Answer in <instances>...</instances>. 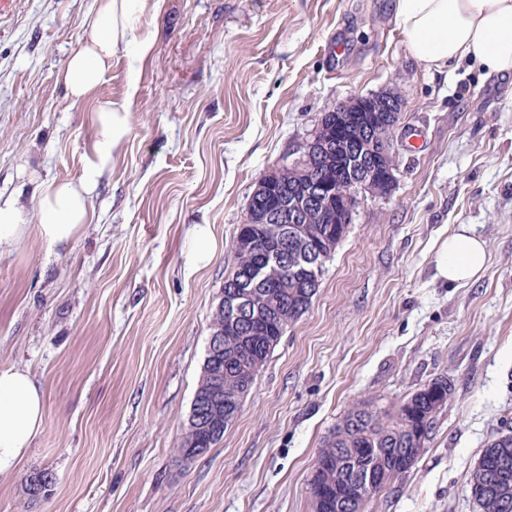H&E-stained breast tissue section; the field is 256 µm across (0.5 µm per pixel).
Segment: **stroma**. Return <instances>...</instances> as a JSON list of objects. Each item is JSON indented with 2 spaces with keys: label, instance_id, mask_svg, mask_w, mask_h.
<instances>
[{
  "label": "stroma",
  "instance_id": "stroma-1",
  "mask_svg": "<svg viewBox=\"0 0 512 512\" xmlns=\"http://www.w3.org/2000/svg\"><path fill=\"white\" fill-rule=\"evenodd\" d=\"M94 0H13L0 17V194L22 160L78 178L92 114L138 80L130 134L68 245L0 249V366L47 397L23 458L0 474V512H314L322 441L354 399L381 407L436 378L451 388L423 455L366 512H480L467 481L512 429V76L409 54L394 0H166L135 34L151 55L115 61L86 101L57 74ZM393 94L396 181L367 194L324 264L308 310L271 352L223 439L182 441L233 239L259 179L296 163L325 112ZM219 248L189 267L191 228ZM487 243L481 278L437 276L444 237ZM51 471L29 502L24 479Z\"/></svg>",
  "mask_w": 512,
  "mask_h": 512
}]
</instances>
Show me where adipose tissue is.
Here are the masks:
<instances>
[{
  "label": "adipose tissue",
  "instance_id": "obj_1",
  "mask_svg": "<svg viewBox=\"0 0 512 512\" xmlns=\"http://www.w3.org/2000/svg\"><path fill=\"white\" fill-rule=\"evenodd\" d=\"M165 0H95L82 21L83 39L58 73L68 101L86 100L120 55L132 61L150 56V39L134 34L144 12H160ZM394 22L413 59L446 71L461 61L490 74H512V0H396ZM138 91L129 79L122 100L94 114L95 139L75 179L42 177L31 164L19 184L0 196V247L36 237L47 249L73 241L91 218L90 202L115 153L130 133L129 114ZM488 260L486 243L467 226L446 239L438 252V276L451 283L479 279ZM45 394L29 371L0 367V472L10 470L30 448L44 422Z\"/></svg>",
  "mask_w": 512,
  "mask_h": 512
}]
</instances>
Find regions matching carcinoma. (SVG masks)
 I'll list each match as a JSON object with an SVG mask.
<instances>
[{
  "instance_id": "1",
  "label": "carcinoma",
  "mask_w": 512,
  "mask_h": 512,
  "mask_svg": "<svg viewBox=\"0 0 512 512\" xmlns=\"http://www.w3.org/2000/svg\"><path fill=\"white\" fill-rule=\"evenodd\" d=\"M357 105L363 109V121L351 126V135L356 139L368 135L377 143L393 146V133L400 121L399 100L391 96L361 98ZM319 152L318 142L310 140L303 147L302 159L295 166L282 169V177L268 193L251 196L245 223L236 228L234 249L237 264L224 279V292L238 290L247 293L253 314L269 324L268 348L254 349L252 328L246 324L236 331H225L224 352L221 353L224 382L220 387H214L210 374L211 359H206L192 402L193 413H203L217 402L225 415L240 412L242 400L251 390L270 353L288 326L308 309L317 293L323 267L303 276L296 273L304 248L290 237L288 225L269 218L268 203L273 197L288 194L293 186L306 183L312 175L308 157H316ZM346 163L344 158H335L322 166L320 179L323 190L337 196L345 193L347 184L336 175V169ZM305 219L306 228L313 235L324 228L332 229V237L318 243L319 260L323 263L348 232L351 216L347 215L342 223L330 226L323 223L321 207L313 206L306 211ZM260 240L277 242L288 249V264L274 268L267 283L248 277L260 250ZM450 392L448 381L436 378L394 409L379 408L370 398L353 402L323 441L319 451L321 465L324 466L323 477H313L310 483L312 497L318 498L317 491L323 479L334 482L336 499L357 496L353 478L370 464L382 471L388 485L407 473L423 453L418 435L429 433L436 415L448 403ZM224 430V420L220 419L202 425L193 433L184 434L178 448L182 459L191 461L204 453L224 437ZM505 457L512 461V433L509 431L487 443L471 472L468 488L481 512H512V509L505 511L500 508L502 496L512 500V474L506 481L501 482L497 478L496 467Z\"/></svg>"
}]
</instances>
